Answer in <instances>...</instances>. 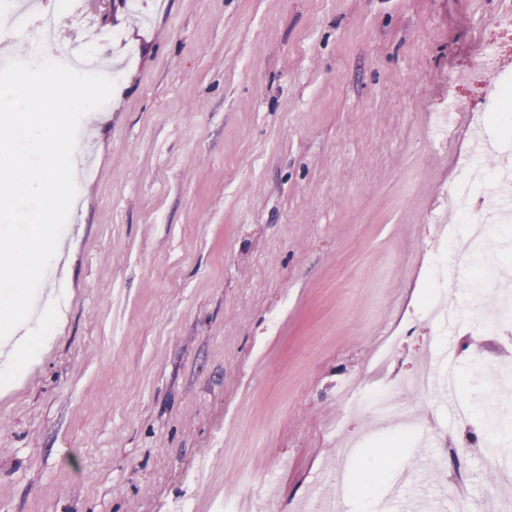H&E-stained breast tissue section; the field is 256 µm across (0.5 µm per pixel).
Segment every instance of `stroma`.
<instances>
[{
	"label": "stroma",
	"instance_id": "obj_1",
	"mask_svg": "<svg viewBox=\"0 0 512 512\" xmlns=\"http://www.w3.org/2000/svg\"><path fill=\"white\" fill-rule=\"evenodd\" d=\"M512 0H76L123 43L99 47L120 92L79 133L65 321L0 394V512H305L348 438L397 449L375 489L457 512L432 464L445 442L371 428L342 395L397 387L434 340L456 343L455 394L484 416L475 357L499 336L427 308L448 191L472 120L448 98L512 82ZM500 78L469 77L474 36ZM391 350L386 368L370 358ZM461 456L466 494L512 487Z\"/></svg>",
	"mask_w": 512,
	"mask_h": 512
}]
</instances>
